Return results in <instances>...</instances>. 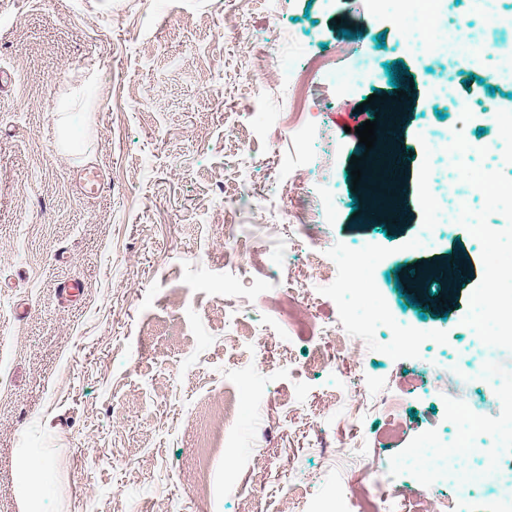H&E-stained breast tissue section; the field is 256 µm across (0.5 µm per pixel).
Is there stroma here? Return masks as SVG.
<instances>
[{"label":"stroma","instance_id":"35a3bbf8","mask_svg":"<svg viewBox=\"0 0 512 512\" xmlns=\"http://www.w3.org/2000/svg\"><path fill=\"white\" fill-rule=\"evenodd\" d=\"M285 58L307 65L304 83L278 78ZM0 69V512H21V448L49 461L40 512H310L320 499L341 512L374 470L378 512L425 497L487 512L495 484L452 495L395 463L450 434L457 403L498 421L463 357L470 300L488 268L512 264V240L467 224L437 249L407 240L430 212L429 130L452 124L479 145L461 182L487 168L512 184L498 128L512 124V80L437 54L415 68L373 0H0ZM374 93L386 101L366 112L380 127L369 154L351 114ZM363 154L391 192L390 224L351 208ZM86 164L107 182L90 199ZM324 195L332 210L296 229ZM365 239L384 256L373 284L392 316L430 332L419 355L393 351L389 325L361 335L338 280L319 277ZM451 252L464 275L429 277ZM70 278L85 284L74 301L59 289ZM441 288L455 292L444 315L427 298Z\"/></svg>","mask_w":512,"mask_h":512}]
</instances>
